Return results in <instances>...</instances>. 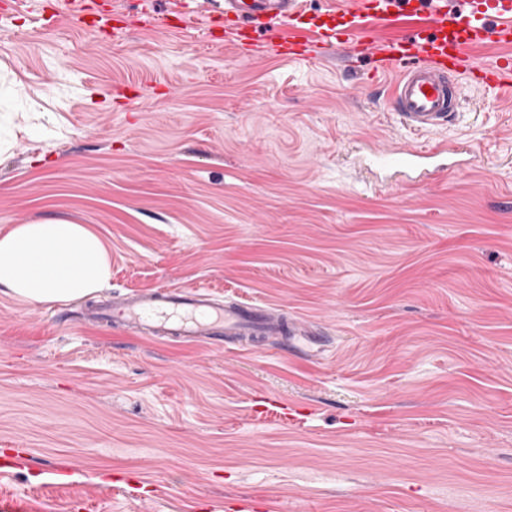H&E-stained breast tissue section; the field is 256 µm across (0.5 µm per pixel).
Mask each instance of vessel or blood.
<instances>
[{"label":"vessel or blood","mask_w":512,"mask_h":512,"mask_svg":"<svg viewBox=\"0 0 512 512\" xmlns=\"http://www.w3.org/2000/svg\"><path fill=\"white\" fill-rule=\"evenodd\" d=\"M373 23H354L330 36L299 26V0H224V17L237 43L257 49L256 33L273 31L266 45L275 53L305 52L313 43L347 62L368 57L395 80L388 93L392 116L406 129L427 132L454 124L463 109V84L476 80L495 96L512 99V55L487 62L472 53L488 43L512 46V0H362ZM380 170L414 173L425 182L449 177L476 164L474 152L459 142L408 144L369 152ZM93 325L119 323L143 329L152 338L176 344L223 346L225 338L251 336L288 341L286 314L265 305L216 303L202 290L166 286L102 300L86 316Z\"/></svg>","instance_id":"obj_1"}]
</instances>
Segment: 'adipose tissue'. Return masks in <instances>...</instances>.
<instances>
[{"label": "adipose tissue", "mask_w": 512, "mask_h": 512, "mask_svg": "<svg viewBox=\"0 0 512 512\" xmlns=\"http://www.w3.org/2000/svg\"><path fill=\"white\" fill-rule=\"evenodd\" d=\"M110 277L106 249L85 225L19 224L0 236V287L29 302L78 300Z\"/></svg>", "instance_id": "obj_1"}]
</instances>
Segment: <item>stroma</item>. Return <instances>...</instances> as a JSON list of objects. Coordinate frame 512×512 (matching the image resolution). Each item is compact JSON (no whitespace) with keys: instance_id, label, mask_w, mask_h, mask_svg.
<instances>
[{"instance_id":"obj_1","label":"stroma","mask_w":512,"mask_h":512,"mask_svg":"<svg viewBox=\"0 0 512 512\" xmlns=\"http://www.w3.org/2000/svg\"><path fill=\"white\" fill-rule=\"evenodd\" d=\"M0 0V235L101 238L102 296L271 306L288 349L154 342L90 301L0 289V495L40 512H512V100L455 125L384 110L392 74L238 55L222 0ZM189 14L176 26L174 12ZM455 140L476 166L378 184L368 147Z\"/></svg>"}]
</instances>
